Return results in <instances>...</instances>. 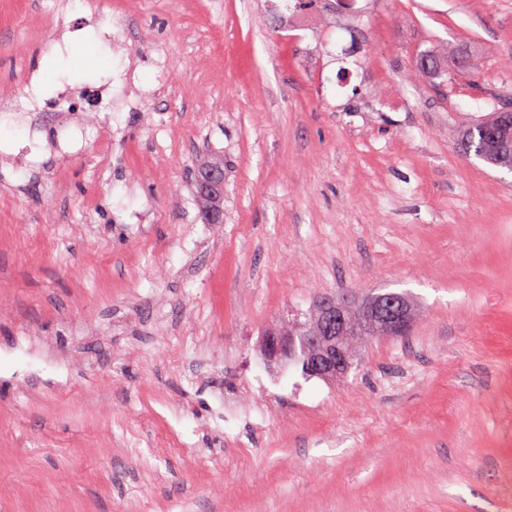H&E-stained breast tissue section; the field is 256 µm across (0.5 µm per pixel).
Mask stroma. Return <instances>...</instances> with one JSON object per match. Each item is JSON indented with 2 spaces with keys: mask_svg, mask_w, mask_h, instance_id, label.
<instances>
[{
  "mask_svg": "<svg viewBox=\"0 0 512 512\" xmlns=\"http://www.w3.org/2000/svg\"><path fill=\"white\" fill-rule=\"evenodd\" d=\"M56 2L0 0V97L142 95L64 154L0 115V512H512V172L461 142L512 0H67L50 52ZM381 289L347 375L263 359ZM219 167H223V165L217 162L198 166L197 169L211 168L196 175L197 186L202 193H209L211 195L223 194L224 170Z\"/></svg>",
  "mask_w": 512,
  "mask_h": 512,
  "instance_id": "35a3bbf8",
  "label": "stroma"
}]
</instances>
